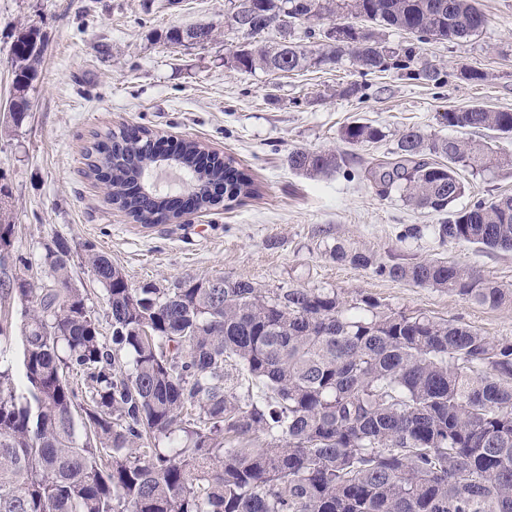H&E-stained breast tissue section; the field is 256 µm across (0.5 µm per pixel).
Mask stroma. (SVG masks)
I'll list each match as a JSON object with an SVG mask.
<instances>
[{"label":"stroma","mask_w":512,"mask_h":512,"mask_svg":"<svg viewBox=\"0 0 512 512\" xmlns=\"http://www.w3.org/2000/svg\"><path fill=\"white\" fill-rule=\"evenodd\" d=\"M478 5L489 19L479 35L421 46L417 64L440 70L433 84L393 70L362 76L347 60L289 73L229 68L224 54L242 41L224 25L229 0H0V113L10 98L19 30L36 26L46 41L30 114L21 129L0 135V184L11 190L18 244L36 257L56 235L78 247L93 243L134 288L214 273L269 292L334 288L512 341V306L489 309L329 256L330 246L343 241L378 263L461 262L512 289V251L442 245L424 232L404 238L406 227L437 223V215L380 197L364 177L406 127L468 138V131L437 123L448 107L512 111V0ZM201 23L216 28L210 43L166 42L169 28ZM469 70L481 79H465ZM356 80L366 87L363 100L336 96ZM354 120L382 128L385 140L353 150L346 167L327 177L310 179L289 167L294 149L341 148L338 131ZM125 127L203 143L250 175L258 195L177 223L134 222L86 175L85 148Z\"/></svg>","instance_id":"1"}]
</instances>
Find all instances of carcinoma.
Masks as SVG:
<instances>
[{
	"label": "carcinoma",
	"mask_w": 512,
	"mask_h": 512,
	"mask_svg": "<svg viewBox=\"0 0 512 512\" xmlns=\"http://www.w3.org/2000/svg\"><path fill=\"white\" fill-rule=\"evenodd\" d=\"M251 32L283 11L296 24L346 12L367 22L343 45L275 42L236 57L244 71L297 72L349 57L363 74L415 67L416 47H390L376 27L419 42L474 36L488 19L477 0H244ZM214 26L170 29L212 39ZM45 40L21 30L12 48V96L0 129L28 118L29 91ZM448 128L477 130L462 141L409 127L391 157L367 169L381 197L399 194L440 216L439 243L512 250V196L455 208L461 173H512V155L492 141L512 134V112L482 104L437 113ZM153 132L109 133L86 151L88 176L108 184L109 201L134 221L163 224L183 214L153 195L142 171L158 159ZM370 123L340 130L352 147L384 140ZM434 160H427V156ZM168 159L195 178L194 209L242 201L258 186L203 144L188 141ZM289 167L309 178L341 171L347 153L297 148ZM71 241L57 235L37 260L15 245L0 211V295L20 302L23 371L0 368V512H512V342L456 321H436L348 300L334 288H281L222 274L179 287L129 286L122 270L87 242L81 265L103 287L111 341L87 293L72 283ZM341 265L455 293L500 308L512 289L446 261L374 264L338 241ZM85 377V386L70 374ZM264 437V445L254 442Z\"/></svg>",
	"instance_id": "cac0c4a2"
}]
</instances>
